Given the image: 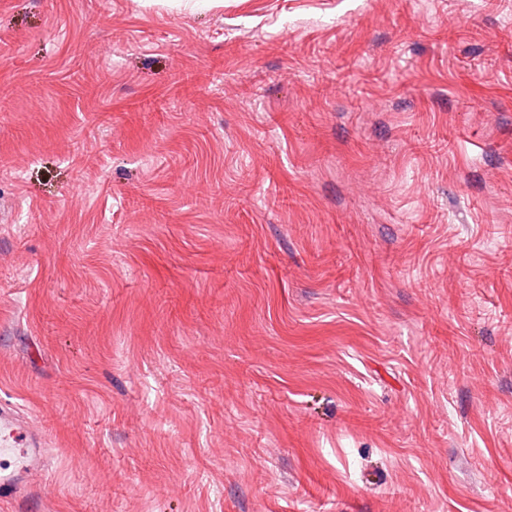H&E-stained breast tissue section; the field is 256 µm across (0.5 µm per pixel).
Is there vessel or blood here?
Masks as SVG:
<instances>
[{
  "mask_svg": "<svg viewBox=\"0 0 512 512\" xmlns=\"http://www.w3.org/2000/svg\"><path fill=\"white\" fill-rule=\"evenodd\" d=\"M44 459L24 422L12 409L0 408V500L14 512H35L34 496L24 494V481L43 467Z\"/></svg>",
  "mask_w": 512,
  "mask_h": 512,
  "instance_id": "obj_1",
  "label": "vessel or blood"
}]
</instances>
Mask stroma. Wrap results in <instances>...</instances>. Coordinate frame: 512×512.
<instances>
[{
    "label": "stroma",
    "instance_id": "35a3bbf8",
    "mask_svg": "<svg viewBox=\"0 0 512 512\" xmlns=\"http://www.w3.org/2000/svg\"><path fill=\"white\" fill-rule=\"evenodd\" d=\"M512 0H0V403L40 512H512Z\"/></svg>",
    "mask_w": 512,
    "mask_h": 512
}]
</instances>
